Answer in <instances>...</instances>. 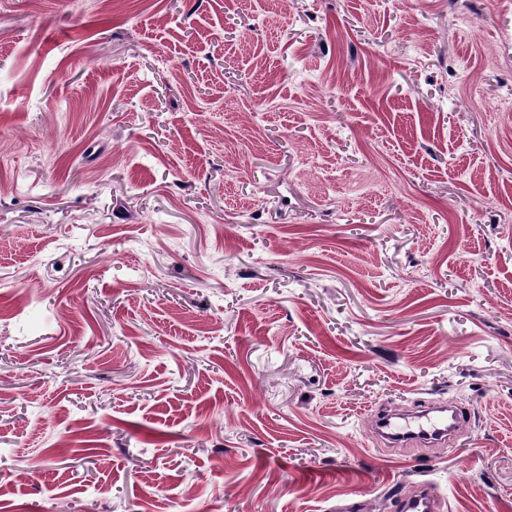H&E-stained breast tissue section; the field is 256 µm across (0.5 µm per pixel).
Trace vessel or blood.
I'll list each match as a JSON object with an SVG mask.
<instances>
[{
    "mask_svg": "<svg viewBox=\"0 0 512 512\" xmlns=\"http://www.w3.org/2000/svg\"><path fill=\"white\" fill-rule=\"evenodd\" d=\"M466 421L465 411L458 406L449 412L432 407L412 413H389L378 419L386 437L408 445L445 440L449 428H461ZM438 506L437 499L426 491L417 497L400 500L397 504L399 512H436Z\"/></svg>",
    "mask_w": 512,
    "mask_h": 512,
    "instance_id": "obj_1",
    "label": "vessel or blood"
}]
</instances>
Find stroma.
<instances>
[{"mask_svg":"<svg viewBox=\"0 0 512 512\" xmlns=\"http://www.w3.org/2000/svg\"><path fill=\"white\" fill-rule=\"evenodd\" d=\"M424 481L512 512V0H0V512ZM445 412V409L432 407L412 413L383 414L376 420V426L381 433L384 429L385 436L391 441L408 445L435 443L446 440L452 432L448 433Z\"/></svg>","mask_w":512,"mask_h":512,"instance_id":"35a3bbf8","label":"stroma"}]
</instances>
